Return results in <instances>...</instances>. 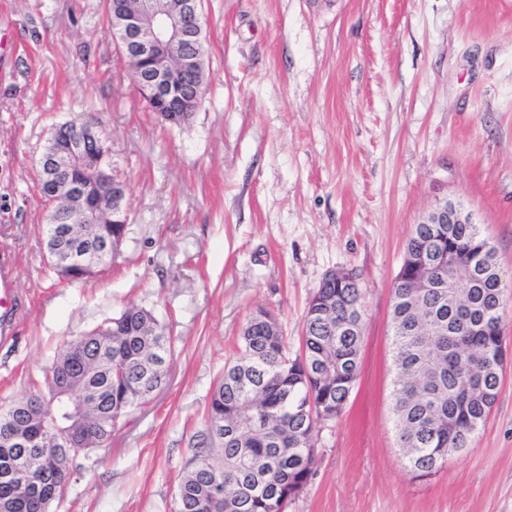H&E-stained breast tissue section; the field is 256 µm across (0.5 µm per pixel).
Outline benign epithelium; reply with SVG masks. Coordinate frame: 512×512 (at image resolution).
<instances>
[{
  "label": "benign epithelium",
  "mask_w": 512,
  "mask_h": 512,
  "mask_svg": "<svg viewBox=\"0 0 512 512\" xmlns=\"http://www.w3.org/2000/svg\"><path fill=\"white\" fill-rule=\"evenodd\" d=\"M118 6L117 35L112 38L125 60L140 97L157 111L161 119L177 126L185 123L197 109L201 84L196 71L200 53L199 36L203 26V0H113ZM100 136L93 128L76 134L70 126L55 134L39 159L40 177L45 190L43 198L50 205L48 224L60 223L51 205L65 193L74 198V211L95 217L96 250L67 247L64 241L74 237L73 230L54 234L46 246L47 261L68 280H83L104 264L105 258L120 251L123 236L112 234V225L129 223L124 207L126 183L103 166ZM470 216L454 202H445L422 220L424 224H465ZM344 280L351 288L359 287L358 279L346 270L326 274L320 287ZM58 417L50 428L35 436L29 428L41 420L42 396H33L21 405L0 413V444L21 445L39 449L26 459L23 484H35L43 490L39 503L48 512L51 500L65 492L71 472L62 461L78 448L88 450L92 437L83 414L92 408L100 412L102 391L90 385L75 386V377L65 368L58 369L53 387ZM22 416L24 425L17 426Z\"/></svg>",
  "instance_id": "obj_1"
}]
</instances>
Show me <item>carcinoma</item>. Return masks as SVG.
Returning <instances> with one entry per match:
<instances>
[{
	"mask_svg": "<svg viewBox=\"0 0 512 512\" xmlns=\"http://www.w3.org/2000/svg\"><path fill=\"white\" fill-rule=\"evenodd\" d=\"M436 249L443 261L422 271L410 259ZM499 265L495 247L475 224H416L406 261L394 280L392 403L397 448L416 478L435 473L448 455L469 448L500 390L505 349L501 321L487 318L479 301L494 300ZM241 333L238 358L224 366L196 435L179 485V512H286L314 474L317 424L349 398L360 372L361 292L322 288L302 326L303 352L293 358L270 313L259 310ZM87 355L112 359L91 367L84 380L104 385L109 397L92 435L151 397L167 377L170 336L154 314L137 305L70 343L56 366ZM23 458L0 447V474Z\"/></svg>",
	"mask_w": 512,
	"mask_h": 512,
	"instance_id": "cac0c4a2",
	"label": "carcinoma"
}]
</instances>
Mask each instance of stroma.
Masks as SVG:
<instances>
[{
  "mask_svg": "<svg viewBox=\"0 0 512 512\" xmlns=\"http://www.w3.org/2000/svg\"><path fill=\"white\" fill-rule=\"evenodd\" d=\"M208 78L179 127L139 99L104 0H0V251L27 302L0 406L131 303L170 328L168 381L79 454L51 512H174L206 405L257 310L300 348L325 274L359 273L361 367L286 512H512V359L465 453L416 479L391 392L393 283L413 227L460 205L512 271V0H204ZM95 119L128 184L119 254L82 282L45 260L39 158Z\"/></svg>",
  "mask_w": 512,
  "mask_h": 512,
  "instance_id": "1",
  "label": "stroma"
}]
</instances>
